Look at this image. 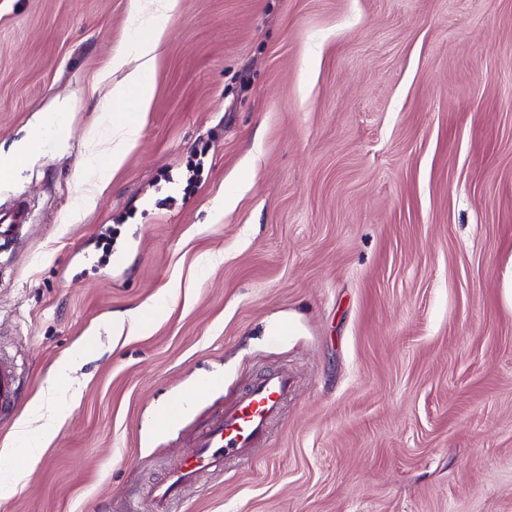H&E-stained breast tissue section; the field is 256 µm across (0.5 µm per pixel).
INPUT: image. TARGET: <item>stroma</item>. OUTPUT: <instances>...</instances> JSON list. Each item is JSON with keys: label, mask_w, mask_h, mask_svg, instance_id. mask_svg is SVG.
<instances>
[{"label": "stroma", "mask_w": 512, "mask_h": 512, "mask_svg": "<svg viewBox=\"0 0 512 512\" xmlns=\"http://www.w3.org/2000/svg\"><path fill=\"white\" fill-rule=\"evenodd\" d=\"M134 14L0 0V147L70 118L0 179V209L30 211L0 244L23 387L0 448L32 402L63 417L0 462L26 474L0 512H153L166 463L280 368L270 440L178 512H512V0H180L100 185L88 129ZM138 307L148 333L113 326Z\"/></svg>", "instance_id": "obj_1"}]
</instances>
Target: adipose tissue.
<instances>
[{
    "instance_id": "1",
    "label": "adipose tissue",
    "mask_w": 512,
    "mask_h": 512,
    "mask_svg": "<svg viewBox=\"0 0 512 512\" xmlns=\"http://www.w3.org/2000/svg\"><path fill=\"white\" fill-rule=\"evenodd\" d=\"M178 5L179 0H157L148 34L138 38L133 45V51L139 59L135 69L126 70L125 54L118 53L112 58V69H125L126 75L113 86L99 116L100 123L112 128L113 145L107 153L97 156L89 166L97 178H106L111 172L118 170L137 144L141 121L152 98L153 79L158 63L156 51L166 32L167 20ZM47 128L66 130V115L58 112L45 113L40 130L16 143L11 154L0 155V178H9L23 161L40 148L43 131Z\"/></svg>"
}]
</instances>
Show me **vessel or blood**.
<instances>
[{
	"mask_svg": "<svg viewBox=\"0 0 512 512\" xmlns=\"http://www.w3.org/2000/svg\"><path fill=\"white\" fill-rule=\"evenodd\" d=\"M294 379L288 371L261 375L235 403L225 407L171 462L164 477L148 488L151 502L164 512H177L185 490L205 475L223 474L266 441L284 415ZM21 380L11 362L0 356V418L16 413Z\"/></svg>",
	"mask_w": 512,
	"mask_h": 512,
	"instance_id": "obj_1",
	"label": "vessel or blood"
}]
</instances>
